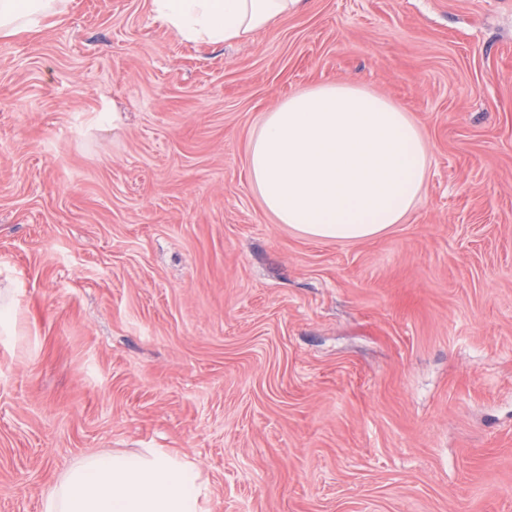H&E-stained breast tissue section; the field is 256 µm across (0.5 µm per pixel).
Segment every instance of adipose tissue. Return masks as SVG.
<instances>
[{"label":"adipose tissue","mask_w":512,"mask_h":512,"mask_svg":"<svg viewBox=\"0 0 512 512\" xmlns=\"http://www.w3.org/2000/svg\"><path fill=\"white\" fill-rule=\"evenodd\" d=\"M302 0H151L174 36L249 39ZM69 0H0V38L64 16ZM426 145L406 112L351 84H324L267 112L248 167L279 223L316 239L356 241L401 223L425 188ZM196 465L152 448L86 456L42 498V512H200Z\"/></svg>","instance_id":"ef3b65f1"}]
</instances>
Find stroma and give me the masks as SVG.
Listing matches in <instances>:
<instances>
[{
	"instance_id": "stroma-1",
	"label": "stroma",
	"mask_w": 512,
	"mask_h": 512,
	"mask_svg": "<svg viewBox=\"0 0 512 512\" xmlns=\"http://www.w3.org/2000/svg\"><path fill=\"white\" fill-rule=\"evenodd\" d=\"M336 83L426 143L359 241L276 223L248 167ZM1 294L0 512L141 448L197 465L201 512H512V0H302L219 46L71 0L0 39Z\"/></svg>"
}]
</instances>
